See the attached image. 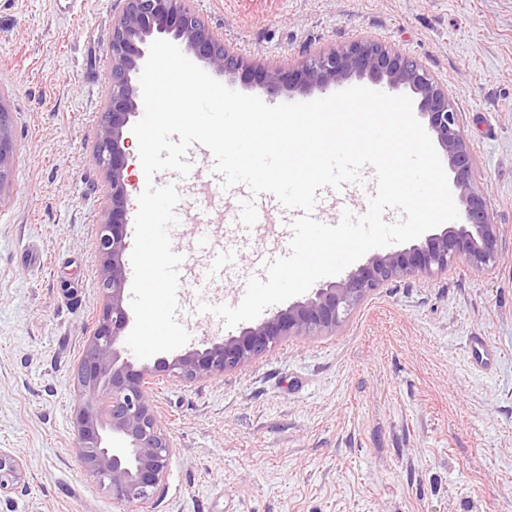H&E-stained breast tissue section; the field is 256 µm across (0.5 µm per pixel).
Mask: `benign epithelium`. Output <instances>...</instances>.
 <instances>
[{"label":"benign epithelium","instance_id":"7a95c632","mask_svg":"<svg viewBox=\"0 0 512 512\" xmlns=\"http://www.w3.org/2000/svg\"><path fill=\"white\" fill-rule=\"evenodd\" d=\"M167 38L196 59L246 87L271 95L307 88L339 86L353 75L368 76L390 89H410L418 110L446 154L452 186L463 206L461 224L426 236L401 250L373 254L338 282L313 289L239 335L211 342L170 361L163 374L201 381L232 371L264 355L286 336L334 332L372 291L402 277L432 278L463 258L475 270L496 264L501 239L491 219L489 202L478 188V171L463 136L458 112L448 93L414 57L380 41L358 40L341 49L309 57L298 66L253 64L229 54L224 43L191 9L189 0H125L105 39L111 59V92L102 113L95 150L105 171L112 208L98 225L97 248L102 259L101 289L107 304L87 342L78 370L82 402L75 415L80 455L87 470L127 512H152L162 494L172 446L151 400L145 373L121 359L115 345L128 327L123 305L126 273L123 255L129 247L127 211V147L125 132L140 109L132 76L142 72L152 41ZM12 115L0 96V187L12 170ZM20 462L0 452V490L18 484Z\"/></svg>","mask_w":512,"mask_h":512}]
</instances>
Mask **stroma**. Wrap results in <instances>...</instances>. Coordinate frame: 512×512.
I'll return each mask as SVG.
<instances>
[{
    "label": "stroma",
    "mask_w": 512,
    "mask_h": 512,
    "mask_svg": "<svg viewBox=\"0 0 512 512\" xmlns=\"http://www.w3.org/2000/svg\"><path fill=\"white\" fill-rule=\"evenodd\" d=\"M230 52L298 65L358 39L419 59L447 90L498 224L496 266L458 262L385 282L336 332L281 340L205 381L152 372L173 452L153 512H512V0H191ZM120 0H0V92L13 114L0 188V451L22 482L0 512H118L76 441L77 372L106 304L94 159L109 93L105 39ZM171 243L226 276L185 292L221 305L254 277L274 228L224 221L188 194ZM499 354L486 373L469 344Z\"/></svg>",
    "instance_id": "obj_1"
}]
</instances>
